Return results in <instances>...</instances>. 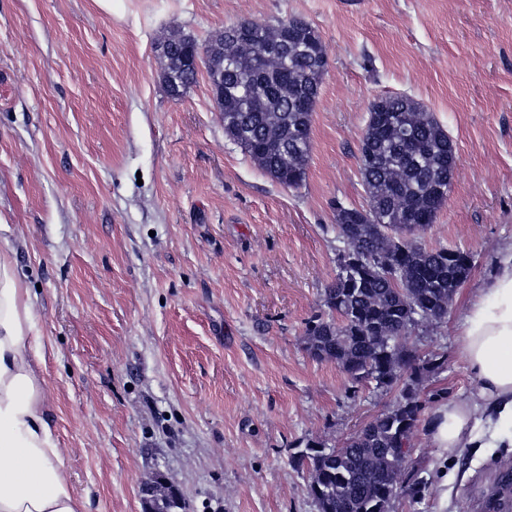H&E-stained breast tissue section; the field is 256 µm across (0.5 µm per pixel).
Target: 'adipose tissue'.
I'll return each instance as SVG.
<instances>
[{"mask_svg": "<svg viewBox=\"0 0 512 512\" xmlns=\"http://www.w3.org/2000/svg\"><path fill=\"white\" fill-rule=\"evenodd\" d=\"M37 310L0 247V512H78L69 469L45 418L34 363L44 357ZM474 378L471 397L437 405L427 433L449 457L480 430L512 426V243L470 296L454 331Z\"/></svg>", "mask_w": 512, "mask_h": 512, "instance_id": "adipose-tissue-1", "label": "adipose tissue"}]
</instances>
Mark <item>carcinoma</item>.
Masks as SVG:
<instances>
[{
    "mask_svg": "<svg viewBox=\"0 0 512 512\" xmlns=\"http://www.w3.org/2000/svg\"><path fill=\"white\" fill-rule=\"evenodd\" d=\"M165 52L163 81L173 98L198 80L196 63L224 71V134L281 185L298 188L306 179L311 117L327 60L318 30L290 21L263 26L242 21L224 28L221 39L201 46L184 33L159 45ZM369 113L359 149L365 208L336 206L343 248L336 278L324 292V314L309 321L308 354L331 362L354 383L373 381L397 388L395 406L367 423L340 448L309 442L291 457L309 474L317 512H389L406 489L407 459L422 401L424 373L442 362L423 357L411 342L415 326L441 321L452 295L468 279L470 254L428 249L415 234L434 223L444 206L448 163L456 148L432 113L412 97L382 98ZM144 508L165 501L181 512L182 495L157 477L141 487Z\"/></svg>",
    "mask_w": 512,
    "mask_h": 512,
    "instance_id": "1",
    "label": "carcinoma"
}]
</instances>
